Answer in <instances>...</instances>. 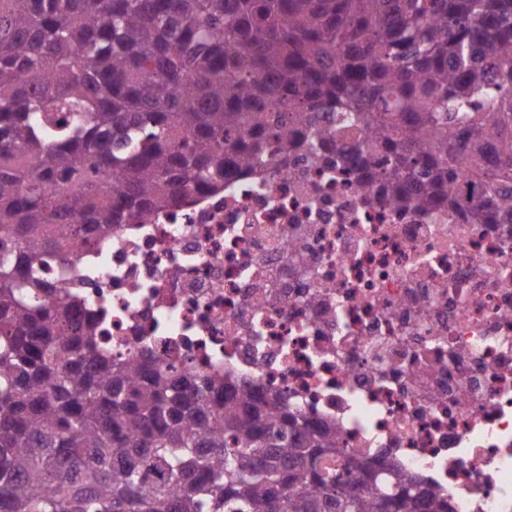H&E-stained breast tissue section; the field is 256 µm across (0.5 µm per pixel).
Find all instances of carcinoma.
I'll return each instance as SVG.
<instances>
[{"instance_id":"carcinoma-1","label":"carcinoma","mask_w":512,"mask_h":512,"mask_svg":"<svg viewBox=\"0 0 512 512\" xmlns=\"http://www.w3.org/2000/svg\"><path fill=\"white\" fill-rule=\"evenodd\" d=\"M332 147L392 205L512 224V0H0V512H451L336 474L278 397L112 357L35 273Z\"/></svg>"}]
</instances>
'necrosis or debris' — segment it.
I'll use <instances>...</instances> for the list:
<instances>
[{
	"mask_svg": "<svg viewBox=\"0 0 512 512\" xmlns=\"http://www.w3.org/2000/svg\"><path fill=\"white\" fill-rule=\"evenodd\" d=\"M113 356L282 396L452 512H512V225L294 155L38 268Z\"/></svg>",
	"mask_w": 512,
	"mask_h": 512,
	"instance_id": "necrosis-or-debris-1",
	"label": "necrosis or debris"
}]
</instances>
